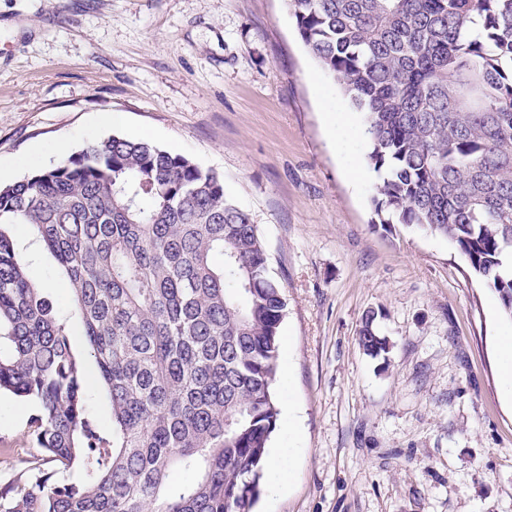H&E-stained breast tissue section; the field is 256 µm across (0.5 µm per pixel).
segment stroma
Segmentation results:
<instances>
[{"mask_svg":"<svg viewBox=\"0 0 512 512\" xmlns=\"http://www.w3.org/2000/svg\"><path fill=\"white\" fill-rule=\"evenodd\" d=\"M364 116L307 52L285 0H0V184L114 135L224 176L266 242L286 316L270 445L294 474L256 512H512V319L444 237L380 223L377 174L334 139ZM13 232L57 312L70 290ZM375 312L387 355L358 344ZM35 407L0 397V486L24 473ZM500 375L506 394L512 396V335L505 332L498 338Z\"/></svg>","mask_w":512,"mask_h":512,"instance_id":"35a3bbf8","label":"stroma"}]
</instances>
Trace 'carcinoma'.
I'll use <instances>...</instances> for the list:
<instances>
[{
    "label": "carcinoma",
    "mask_w": 512,
    "mask_h": 512,
    "mask_svg": "<svg viewBox=\"0 0 512 512\" xmlns=\"http://www.w3.org/2000/svg\"><path fill=\"white\" fill-rule=\"evenodd\" d=\"M287 2L364 114L377 215L448 238L512 317V0ZM16 224L56 260L70 313L29 278ZM286 308L258 225L184 155L114 135L0 185V395L37 406L33 447L55 463L0 488V512H253ZM374 322L359 346L377 358Z\"/></svg>",
    "instance_id": "1"
}]
</instances>
